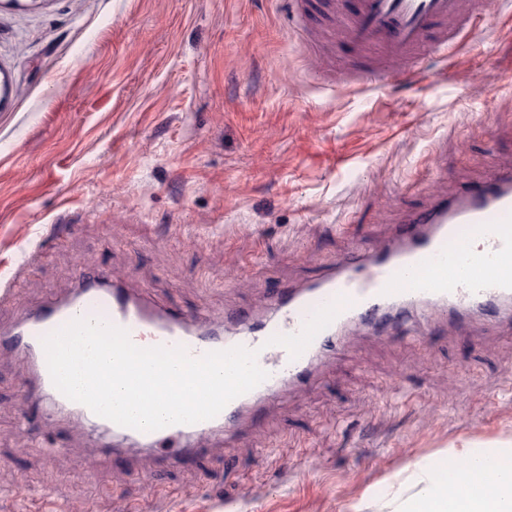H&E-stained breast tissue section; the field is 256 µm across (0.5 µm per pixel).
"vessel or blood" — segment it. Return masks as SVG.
<instances>
[{
    "label": "vessel or blood",
    "mask_w": 512,
    "mask_h": 512,
    "mask_svg": "<svg viewBox=\"0 0 512 512\" xmlns=\"http://www.w3.org/2000/svg\"><path fill=\"white\" fill-rule=\"evenodd\" d=\"M483 0H358L341 21V35L366 51L408 57L431 45L447 54V33L431 38L438 24L477 27ZM481 239L471 251V239ZM512 297V167L494 169L483 188L440 200L409 216L397 239L374 250L355 251L333 264L319 282L280 291L262 319L243 312L224 317L221 330L208 328L199 313L175 314L131 294L102 275L79 270L73 295L49 300L28 312L16 332L0 337L20 343L35 357V388L59 407L88 414L54 385L43 347L45 337L78 318L100 320L127 331L139 347H184L193 357L242 346L257 353L266 379L231 400L214 418L140 431L101 419L102 427L127 443L146 448L200 451L216 430L230 427L250 402L280 385L307 379L309 366L340 329L395 305L412 312L427 303L456 315Z\"/></svg>",
    "instance_id": "obj_1"
}]
</instances>
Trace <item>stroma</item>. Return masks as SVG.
Returning a JSON list of instances; mask_svg holds the SVG:
<instances>
[{"mask_svg": "<svg viewBox=\"0 0 512 512\" xmlns=\"http://www.w3.org/2000/svg\"><path fill=\"white\" fill-rule=\"evenodd\" d=\"M291 0H0V327L89 263L151 303L267 298L512 165V0L447 56L316 52ZM0 350V512H378L417 462L512 441V329L432 308L352 327L260 426L188 464L38 412Z\"/></svg>", "mask_w": 512, "mask_h": 512, "instance_id": "stroma-1", "label": "stroma"}]
</instances>
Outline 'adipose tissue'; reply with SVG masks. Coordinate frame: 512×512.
Wrapping results in <instances>:
<instances>
[{
  "mask_svg": "<svg viewBox=\"0 0 512 512\" xmlns=\"http://www.w3.org/2000/svg\"><path fill=\"white\" fill-rule=\"evenodd\" d=\"M512 446L477 451L463 446L443 465H415L411 492H398L388 512H512Z\"/></svg>",
  "mask_w": 512,
  "mask_h": 512,
  "instance_id": "ef3b65f1",
  "label": "adipose tissue"
}]
</instances>
